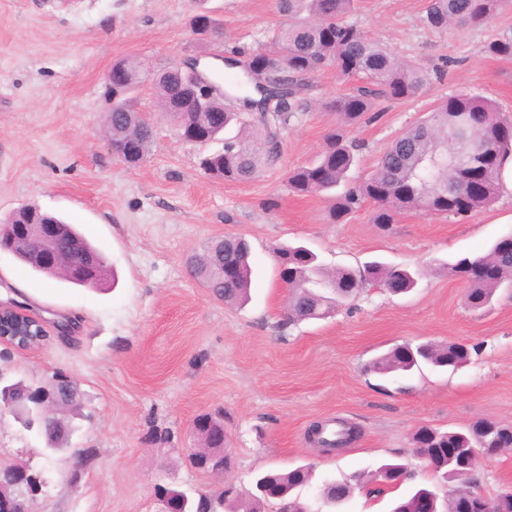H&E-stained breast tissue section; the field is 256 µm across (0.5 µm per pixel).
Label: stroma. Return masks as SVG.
<instances>
[{"label":"stroma","instance_id":"obj_1","mask_svg":"<svg viewBox=\"0 0 512 512\" xmlns=\"http://www.w3.org/2000/svg\"><path fill=\"white\" fill-rule=\"evenodd\" d=\"M427 3L358 0L351 16L404 60L444 70L420 95L381 103L377 121L351 129L363 145L352 180L448 95L478 94L512 116V59L484 51L512 29V5L490 21L437 31L422 22ZM202 8L222 23L223 37L194 35ZM285 21L276 0H0V222L28 204L60 214L118 277L100 290L75 287L0 252V302L68 326L26 350L0 345V373L40 384L63 373L83 394L68 415L66 451L53 461L42 439L0 414V461L39 478L38 492L22 494L28 512H157L159 484L192 494L227 487L244 498L256 472L305 463L318 485L397 458L429 485L432 471L412 453L419 427L461 430L481 417L512 427V288L474 311L447 268L512 233V192L463 220L409 211L384 228L366 203L332 222L328 199L295 196L286 183L335 125L324 102L351 87L330 67L310 77L308 108L285 132L279 161L251 181L206 175L199 159L207 146L177 137L150 82L131 102L154 128L146 159L130 166L100 140L116 60L136 58L157 72L190 56L272 51ZM227 235L248 241L255 265L242 307L214 299L186 266ZM296 243L328 269L400 264L416 271L417 284L394 295L370 283L324 319L286 321L289 291L273 250ZM455 340L473 349L457 371H364L394 345ZM218 410L232 457L221 479L189 461L199 447L193 420ZM331 418L355 424L360 436L325 455L306 431ZM476 476L487 496L512 489V452L481 461Z\"/></svg>","mask_w":512,"mask_h":512}]
</instances>
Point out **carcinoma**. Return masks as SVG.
Returning a JSON list of instances; mask_svg holds the SVG:
<instances>
[{
  "label": "carcinoma",
  "mask_w": 512,
  "mask_h": 512,
  "mask_svg": "<svg viewBox=\"0 0 512 512\" xmlns=\"http://www.w3.org/2000/svg\"><path fill=\"white\" fill-rule=\"evenodd\" d=\"M504 0H428L423 23L433 30H445L452 24H475L493 18ZM288 23L276 34V51H255L248 55L250 65L276 87L269 88L273 101L265 111L250 114L238 107H228L222 99L210 101L208 111L193 112L186 88L168 79L155 83L160 105L180 130L191 121L210 130L211 139L234 127L236 133L224 138L221 150L202 158V168L210 177L224 182L253 179L281 152V134L307 106L303 92L306 79L326 66L336 69L340 78L358 84L350 92L336 97L326 107L336 114V126L325 137L324 146L312 162L288 171L287 185L299 197L330 195V216L339 222L363 203L374 206L373 222L382 226L398 223L399 216L416 210L425 215H445L464 219L488 207L497 198L499 175L512 158V119L504 116L488 98L461 91L439 101L433 109L407 128L379 157L371 173L362 181L351 183L348 173L362 149L359 141L348 137L350 129L379 117L375 111L380 101H401L418 93L429 81L424 70L403 62L383 44L367 37L356 24L347 20L355 0H277ZM490 56L512 58V32H503L484 46ZM118 103L126 111L112 113V136L118 143H133L135 159L140 164L149 154L153 126L131 109L129 97ZM487 146L484 153L470 157L465 166L448 164L441 156L469 141ZM39 220L60 226L63 238L75 239L79 246L98 258L96 275L87 283L79 278L65 282L95 288L107 282L110 269L104 254L75 225L60 216L42 213ZM42 244L34 242L19 253L18 261L48 278H59L58 270L38 260ZM288 257V321L319 319L335 305L356 296L363 285L376 282L393 293L407 292L414 280L405 267L371 262L360 272L348 269L327 271L318 254L304 245L282 246L274 251L275 260ZM192 270L215 273L202 284L213 290L217 300L226 304L248 301L253 281L250 248L244 238L218 239L192 256ZM448 273L467 279V306L478 310L490 303L503 284L512 285V251L494 242L489 252L477 258H462L448 264ZM336 284L335 290L318 287V282ZM470 352L454 354L451 344L432 342L416 349L415 357L403 359L396 349L374 358L366 371L377 375L407 372L424 362L436 368L452 369L469 361ZM496 422L477 421L463 430H435L434 443L414 449L434 472L438 481L467 486L479 492L478 479L471 465L448 457V449L468 442L473 447L489 444ZM354 430L343 424L324 428L321 445L342 447L353 438ZM313 471L308 465L288 470L270 469L254 478V492L247 501L232 491L199 492L189 497L185 512H265L268 503L288 506V512H338L352 498L353 490L369 488L382 494L389 487H399L413 480L407 465L385 461L369 473L359 472L343 481L326 480L311 498L302 491L311 485ZM421 493L435 497L437 512H453L454 502L447 490L437 485L415 487L395 503L405 512H413Z\"/></svg>",
  "instance_id": "obj_1"
}]
</instances>
